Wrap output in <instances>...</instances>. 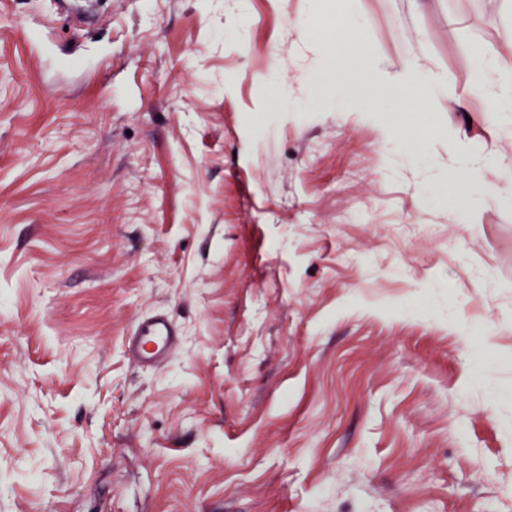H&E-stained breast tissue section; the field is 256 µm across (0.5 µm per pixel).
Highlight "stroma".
I'll return each mask as SVG.
<instances>
[{
  "label": "stroma",
  "mask_w": 512,
  "mask_h": 512,
  "mask_svg": "<svg viewBox=\"0 0 512 512\" xmlns=\"http://www.w3.org/2000/svg\"><path fill=\"white\" fill-rule=\"evenodd\" d=\"M66 2L0 0V512H512V203L450 222L318 0ZM457 2L353 9L463 92L512 0ZM179 331L174 322L162 312L148 315L138 321L126 345L130 359L148 367L167 361L179 342Z\"/></svg>",
  "instance_id": "stroma-1"
}]
</instances>
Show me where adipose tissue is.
Listing matches in <instances>:
<instances>
[{"mask_svg": "<svg viewBox=\"0 0 512 512\" xmlns=\"http://www.w3.org/2000/svg\"><path fill=\"white\" fill-rule=\"evenodd\" d=\"M344 24L346 33L336 37L337 59L342 62L349 57L359 58L365 74L363 91L368 101L367 110L372 114L384 141L399 140L404 136L403 130L394 126L386 113L384 102L389 97H398L409 111L417 145L423 151L428 149L435 136L430 121V107L437 90H444L449 111H468L467 98L452 83L443 82L434 70L417 60L407 59L401 62L398 70L389 71L378 59L367 54L354 18L346 17ZM479 61L474 91L488 101L489 107L473 114L472 119L498 130L511 127L512 58L483 49L479 52ZM448 145L454 151L460 168L467 173L466 181H458L451 175L442 182L448 197L461 200L460 205L450 207L449 217L456 224H472L476 221L477 209L482 201L502 195L500 182L490 178V171L510 172L512 163L496 154L473 152L453 131L448 134Z\"/></svg>", "mask_w": 512, "mask_h": 512, "instance_id": "obj_1", "label": "adipose tissue"}]
</instances>
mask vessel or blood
Wrapping results in <instances>:
<instances>
[{"instance_id":"b4317fda","label":"vessel or blood","mask_w":512,"mask_h":512,"mask_svg":"<svg viewBox=\"0 0 512 512\" xmlns=\"http://www.w3.org/2000/svg\"><path fill=\"white\" fill-rule=\"evenodd\" d=\"M179 342L174 322L162 312L148 315L135 325L126 345L130 359L148 367L167 361Z\"/></svg>"}]
</instances>
